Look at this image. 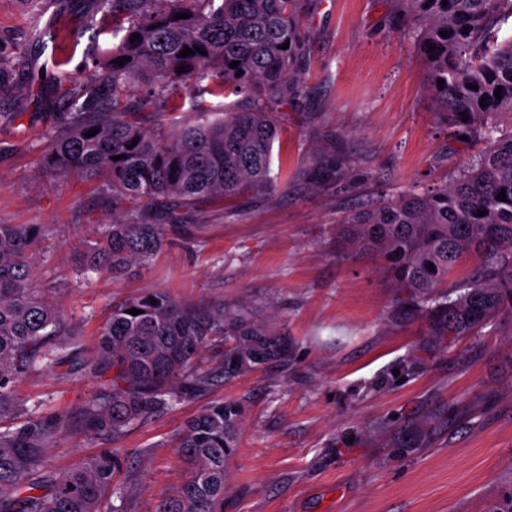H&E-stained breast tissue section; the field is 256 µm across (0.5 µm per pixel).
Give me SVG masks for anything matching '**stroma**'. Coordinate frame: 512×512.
Listing matches in <instances>:
<instances>
[{
	"mask_svg": "<svg viewBox=\"0 0 512 512\" xmlns=\"http://www.w3.org/2000/svg\"><path fill=\"white\" fill-rule=\"evenodd\" d=\"M99 0H0V224H38L40 287L95 350L114 303L154 289L201 306L251 308L284 335L287 364L176 402L121 442L117 483L128 512H155L189 475L172 445L221 398L244 406L227 466L224 512H507L512 507V314L479 335L440 340L405 313L376 253L354 250L343 221L383 196L448 183L482 151L440 120L428 65L404 36L395 0H300V88L282 107L273 195L208 201L181 213L193 234H170L129 276L78 272L72 247L118 216L95 183L58 177L40 157L59 76L83 84L112 44ZM70 32L57 50L53 30ZM239 95L187 84L160 132L238 111ZM100 388L79 364L22 378L30 411L78 413ZM103 443L71 431L46 452L63 474Z\"/></svg>",
	"mask_w": 512,
	"mask_h": 512,
	"instance_id": "obj_1",
	"label": "stroma"
}]
</instances>
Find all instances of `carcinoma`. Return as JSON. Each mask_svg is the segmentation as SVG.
Here are the masks:
<instances>
[{
    "label": "carcinoma",
    "instance_id": "obj_1",
    "mask_svg": "<svg viewBox=\"0 0 512 512\" xmlns=\"http://www.w3.org/2000/svg\"><path fill=\"white\" fill-rule=\"evenodd\" d=\"M399 2L405 30L428 63L437 114L485 147L452 183L381 199L352 215L342 233L353 247L383 256L403 290L402 308L425 315L430 335L469 336L512 309V39L498 36L501 22L512 17V0ZM297 5L100 0L117 41L91 59L85 84L60 80L69 111L55 116L41 156L44 167L62 177L102 181L112 205L124 206L122 218L100 225L97 237L75 252L77 267L128 274L157 256L168 230L190 234L196 228L161 224L148 206L170 205L175 220L178 209L203 200L275 190L274 107L288 104L300 83ZM181 13L189 17L176 18ZM286 42L289 48H281ZM186 46L194 53L179 56ZM123 56L129 60L117 65ZM234 61L238 65L229 67ZM206 79L245 95L247 105L213 121L186 123L166 137L145 127L177 86ZM93 129L98 133L86 137ZM501 191L504 201L497 199ZM41 233L37 224H0V420L27 416L20 427L0 430V512H100L107 494L112 512H128L127 493L114 483L127 455L120 441L177 400L271 361H288V342L245 307L229 310L221 302L201 308L162 291L145 293L112 307L97 350L82 361L85 374L100 378L110 371L112 377L85 401L79 420L65 412L36 415L16 383L42 367L67 365L81 350L78 333L36 285L28 248ZM470 254L482 257L479 271L464 286L448 287V273ZM132 308L141 313L129 314ZM218 345L224 356L212 369L204 354ZM241 417L239 402L221 400L186 423L175 450L190 475L156 512H223ZM75 429L111 447L57 477L45 452Z\"/></svg>",
    "mask_w": 512,
    "mask_h": 512
}]
</instances>
